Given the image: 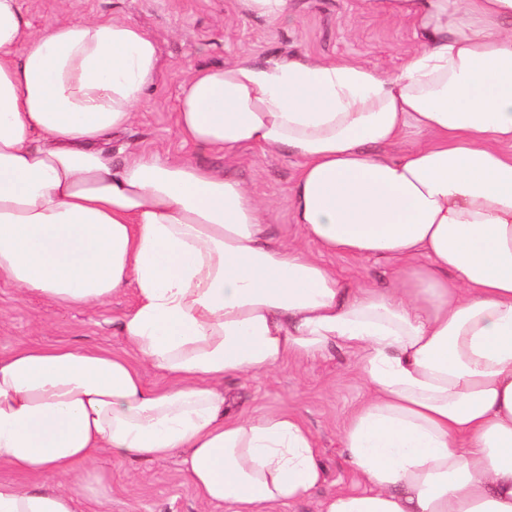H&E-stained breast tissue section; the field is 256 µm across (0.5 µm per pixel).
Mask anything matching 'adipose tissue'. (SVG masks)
Listing matches in <instances>:
<instances>
[{"label":"adipose tissue","instance_id":"adipose-tissue-1","mask_svg":"<svg viewBox=\"0 0 512 512\" xmlns=\"http://www.w3.org/2000/svg\"><path fill=\"white\" fill-rule=\"evenodd\" d=\"M360 5L414 20L404 68L243 55L188 75L175 127L227 155L294 157L304 237L396 261L385 291L269 240L236 179L159 149L113 163L159 70L139 25L36 30L21 0H0V282L69 307L134 294L128 353H0V467L48 477L0 481V512H76L106 490L102 452L180 456L199 502L224 512L305 500L325 481L311 428L235 413L221 384L336 343L371 397L342 435L361 487L320 512H512V0ZM410 126L427 141L387 154Z\"/></svg>","mask_w":512,"mask_h":512}]
</instances>
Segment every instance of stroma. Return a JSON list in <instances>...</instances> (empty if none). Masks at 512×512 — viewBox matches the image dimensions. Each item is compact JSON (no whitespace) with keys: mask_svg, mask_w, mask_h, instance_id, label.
<instances>
[{"mask_svg":"<svg viewBox=\"0 0 512 512\" xmlns=\"http://www.w3.org/2000/svg\"><path fill=\"white\" fill-rule=\"evenodd\" d=\"M33 28L48 20L120 17L136 22L160 48V67L148 102L133 123L112 137V157L121 162L131 148H164L199 165L224 171L247 183L268 204L267 232L287 242L302 240L287 204L296 173L293 157L252 148L233 159L181 142L175 112L181 86L195 69H216L249 52L263 62L279 57L350 60L384 72L403 68L418 37L412 20L395 21L361 11L359 0H290L286 21L273 22L247 12L241 0H22ZM344 283L391 287L396 264L384 258L325 255ZM132 294L90 310L48 307L33 296H20L0 283V352L16 346L61 342L77 348L123 353L126 344L117 319L132 306ZM355 353L333 344L312 358L288 362L250 378L230 377L224 394L237 411L260 414L288 411L299 415L318 439L326 481L305 502L278 512H318L323 498L357 486L340 436L349 415L367 397L356 369ZM97 468L109 483L106 496L82 501L79 512H224L202 509L186 479L179 457L164 462L117 461L100 457Z\"/></svg>","mask_w":512,"mask_h":512,"instance_id":"stroma-1","label":"stroma"}]
</instances>
